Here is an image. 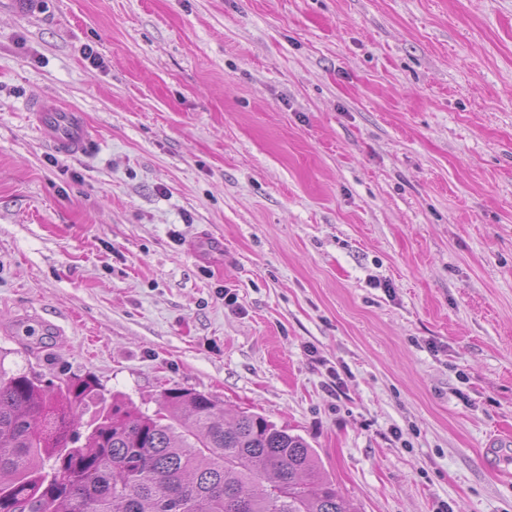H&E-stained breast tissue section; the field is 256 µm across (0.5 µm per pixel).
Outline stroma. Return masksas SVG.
Segmentation results:
<instances>
[{"instance_id":"obj_1","label":"stroma","mask_w":512,"mask_h":512,"mask_svg":"<svg viewBox=\"0 0 512 512\" xmlns=\"http://www.w3.org/2000/svg\"><path fill=\"white\" fill-rule=\"evenodd\" d=\"M0 367L95 379L83 435L192 389L359 512H512V0H0ZM29 112L40 137L58 153L66 156L83 155L91 137L82 112L59 110L53 102L35 100Z\"/></svg>"}]
</instances>
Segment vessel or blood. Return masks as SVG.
Masks as SVG:
<instances>
[{"mask_svg": "<svg viewBox=\"0 0 512 512\" xmlns=\"http://www.w3.org/2000/svg\"><path fill=\"white\" fill-rule=\"evenodd\" d=\"M31 116L40 137L58 153L66 156L84 154L91 143L83 113L59 110L53 102L36 100Z\"/></svg>", "mask_w": 512, "mask_h": 512, "instance_id": "1", "label": "vessel or blood"}]
</instances>
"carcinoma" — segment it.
<instances>
[{
    "label": "carcinoma",
    "instance_id": "obj_1",
    "mask_svg": "<svg viewBox=\"0 0 512 512\" xmlns=\"http://www.w3.org/2000/svg\"><path fill=\"white\" fill-rule=\"evenodd\" d=\"M91 378L52 388L0 368V512H355L299 435L256 412L224 421L212 397L163 393L146 415L113 401L78 444Z\"/></svg>",
    "mask_w": 512,
    "mask_h": 512
}]
</instances>
